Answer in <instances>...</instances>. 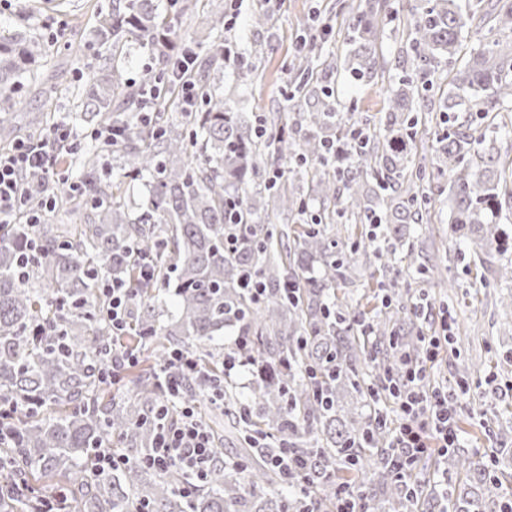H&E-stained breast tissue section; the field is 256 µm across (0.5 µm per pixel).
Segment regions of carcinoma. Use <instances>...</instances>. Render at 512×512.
Listing matches in <instances>:
<instances>
[{
    "mask_svg": "<svg viewBox=\"0 0 512 512\" xmlns=\"http://www.w3.org/2000/svg\"><path fill=\"white\" fill-rule=\"evenodd\" d=\"M197 0H112L92 34L112 56V72L94 77L79 96L84 120L122 128L115 151L125 159L123 178L109 181L97 153L83 160L78 191L89 206L76 224H14L0 234V415L13 421L8 447H0V512H42L32 480L62 474L60 505L77 512H308L336 507L335 489L369 488L371 512H419L424 492L396 476L403 461L390 447L392 426L379 424L389 379L400 354H418L424 308L397 304L393 261L429 279L440 272L422 261L415 226L431 223L433 182L448 189L450 232L459 251L487 255L509 237L497 223L512 203V180L495 147L512 140V123H495L489 146L475 142L461 112L487 115L512 103V0H417L402 24L388 0H364L356 12L348 65L359 81L378 73L377 42L383 21L402 27L411 51L402 88L383 99L376 128L338 108L323 75L338 70L323 51L315 26L306 25L290 66L292 98L304 102L287 119L279 112L249 119L224 98V42L212 44L189 72L198 108L183 109L181 87H160L151 124L142 122L141 89L124 78L127 46L173 58L171 35ZM487 27L482 47L444 80L439 67L453 62L460 35L473 21ZM43 52L25 32L0 35V98L7 99ZM438 98L436 116L415 103ZM181 121H168V106ZM457 122L437 137L429 172L414 152L419 126ZM16 130L12 110L0 107V138ZM27 181L56 205L71 190L41 170ZM142 184L146 203L129 208ZM273 203L257 220L255 198ZM288 214V224L274 223ZM361 225L345 242L336 225ZM38 240L33 251L26 243ZM379 262L371 299L362 303L350 285L357 256ZM151 276L141 277L142 265ZM250 274L265 285L261 299L244 286ZM105 280L129 288L125 332L112 335L101 293ZM172 293L175 307L163 305ZM234 327L255 371L245 400L224 376L215 341ZM170 336L198 348L194 357L207 386L183 381L181 401L199 409L214 435L239 445L246 474L214 464L189 496L177 490L179 472L143 463L161 425L177 410L158 412V376L173 347ZM120 346L145 355L131 396L104 400V362ZM236 408L223 423L214 399ZM285 444L302 461L283 482L265 462L261 442ZM101 448H121L125 464L100 473L78 461ZM458 475L432 492L439 512H512V472L495 474L460 448L443 458Z\"/></svg>",
    "mask_w": 512,
    "mask_h": 512,
    "instance_id": "cac0c4a2",
    "label": "carcinoma"
}]
</instances>
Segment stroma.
<instances>
[{"label": "stroma", "instance_id": "stroma-1", "mask_svg": "<svg viewBox=\"0 0 512 512\" xmlns=\"http://www.w3.org/2000/svg\"><path fill=\"white\" fill-rule=\"evenodd\" d=\"M359 0H280L268 7L266 0H198L192 19L175 27L174 38L196 46L206 53L214 34L209 20L226 15L234 20L225 29L226 40L235 44L236 66L257 68L260 77L246 85L225 84L224 95L236 111L252 116L277 110L288 88L286 67L296 51L301 29L310 14L320 13L332 32L324 42L325 50L345 57L344 37L352 18L351 7ZM112 0H0V34L15 31V21H24L30 33L43 39L46 53L34 70L21 81L12 101L18 121L17 138L36 142L49 136L61 113H73L71 93L85 84L92 73H104V55L93 41L90 27L96 14L111 10ZM269 15L265 27L257 28L251 17L258 11ZM71 30L81 39L79 50L64 46L61 34ZM402 42L394 31H387L377 46L384 72L382 86L364 84L346 71L329 75L341 106L357 104L361 117L376 124L383 119L382 91L392 90L403 74L406 58L400 52ZM263 47V56H255V47ZM443 278L423 280L418 274L399 268L400 286L407 295L429 293L434 305L422 320L425 333L440 330L442 323L460 328L455 346L442 350L430 369L431 385L448 388L458 395L462 414L471 416L473 425L465 450L489 467L503 466L504 454L495 432L496 410L512 405V377L498 376L495 364L512 351V334L506 329L512 310L500 300L512 293V285L499 281V262L512 259V244L486 258L483 267H475L472 256H461L448 231V208L437 205L432 223L422 225L417 241Z\"/></svg>", "mask_w": 512, "mask_h": 512}]
</instances>
